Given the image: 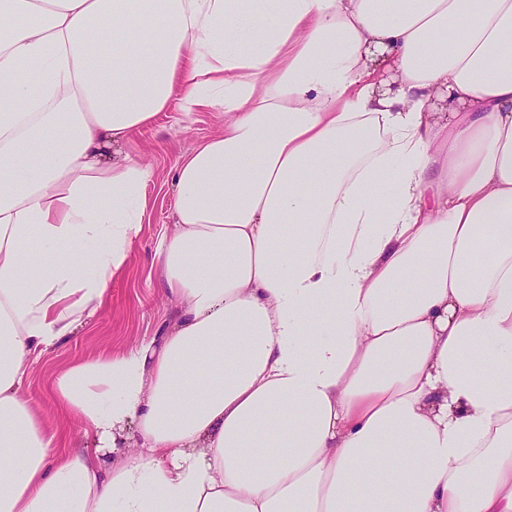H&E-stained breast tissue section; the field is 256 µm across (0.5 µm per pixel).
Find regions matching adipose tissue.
Segmentation results:
<instances>
[{
    "label": "adipose tissue",
    "mask_w": 512,
    "mask_h": 512,
    "mask_svg": "<svg viewBox=\"0 0 512 512\" xmlns=\"http://www.w3.org/2000/svg\"><path fill=\"white\" fill-rule=\"evenodd\" d=\"M178 92L175 314L50 456ZM0 512H512V0H0Z\"/></svg>",
    "instance_id": "obj_1"
}]
</instances>
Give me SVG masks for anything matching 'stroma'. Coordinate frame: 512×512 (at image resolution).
I'll return each instance as SVG.
<instances>
[{
	"label": "stroma",
	"instance_id": "stroma-1",
	"mask_svg": "<svg viewBox=\"0 0 512 512\" xmlns=\"http://www.w3.org/2000/svg\"><path fill=\"white\" fill-rule=\"evenodd\" d=\"M223 113L205 110L185 113L180 96H173L167 111L130 141L118 145L117 153L150 164L154 175L145 189L146 208L136 237L127 274L109 286L108 297L97 317L79 326L36 361L23 387L27 398L38 405L48 425L58 428L64 440L59 451L73 449L95 454L96 443L85 436L75 420H61L48 392L53 373L73 360L116 351L142 336L154 335L170 320L174 308L166 298L152 267L159 238L172 230V170L203 139L222 130Z\"/></svg>",
	"mask_w": 512,
	"mask_h": 512
}]
</instances>
